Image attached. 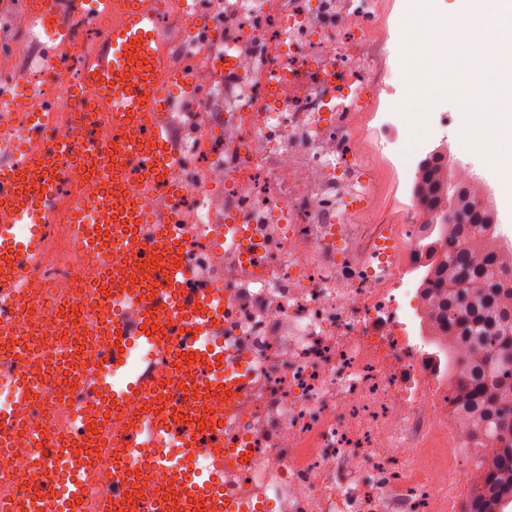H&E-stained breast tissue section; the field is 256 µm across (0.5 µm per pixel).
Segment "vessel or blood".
<instances>
[{"label":"vessel or blood","mask_w":512,"mask_h":512,"mask_svg":"<svg viewBox=\"0 0 512 512\" xmlns=\"http://www.w3.org/2000/svg\"><path fill=\"white\" fill-rule=\"evenodd\" d=\"M111 8L117 16L86 61L78 84L63 102L75 118L61 132L50 113L30 101L19 107L40 129L39 146L13 153L8 135L0 150V296L16 300V285L33 263L61 202L73 182L70 235L100 271L85 288L80 357L42 352L37 313L0 321V351L19 355L27 367L0 373V388L12 391L16 418L47 404L44 374L79 372L91 358L103 372L119 374L133 350L152 362L138 376L114 384L108 398L111 423H72L53 441L34 445L37 476L51 483L39 500L12 497L0 512H70L83 498L93 463L92 448L108 435L114 456L112 489L98 512H267L264 503L231 497L224 472L248 455L242 437L227 435L220 420L237 418L250 380L246 357L225 344V289L197 285L194 268L177 243L185 235L172 200L181 157L173 125L170 89L192 97L201 75L183 76L164 47L168 30L158 23L159 0H27L29 20L51 37L44 55L73 47L68 14ZM224 246L248 253L251 227L221 228ZM181 352L170 355L171 337ZM223 405V417L213 413Z\"/></svg>","instance_id":"b4317fda"}]
</instances>
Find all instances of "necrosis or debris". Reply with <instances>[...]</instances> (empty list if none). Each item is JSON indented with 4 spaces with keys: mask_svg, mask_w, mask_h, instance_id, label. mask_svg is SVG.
Returning <instances> with one entry per match:
<instances>
[{
    "mask_svg": "<svg viewBox=\"0 0 512 512\" xmlns=\"http://www.w3.org/2000/svg\"><path fill=\"white\" fill-rule=\"evenodd\" d=\"M229 6L233 29L207 43L205 54L223 58L232 83L245 87L228 115L237 132L219 140L211 119L212 101L228 83L199 85L187 110L193 135L177 170L184 191L176 201L189 235L183 249L193 260L199 247L212 248L219 276L200 285L227 288L230 344L251 364V389L228 430L248 438L252 457L227 471L228 489L278 512H448V494L467 472L448 437V398L436 394L423 349L403 337L413 319L400 301L426 209L414 196L399 223H361L386 202L355 173L370 148L392 180L412 187L421 155L436 150L440 134L431 132L418 152H399L409 125L394 108L406 98V74L367 6ZM111 22L108 12L86 15L77 44L48 67L33 59L40 32L26 28L15 73L0 77V120L18 119L21 98L61 100ZM245 45L255 58L247 72L239 61ZM273 69L287 85H272ZM361 110L371 112L372 132L356 123ZM216 188L230 215L253 225L260 261L216 248L208 232ZM94 277L86 254L69 242L65 214L56 213L38 265L19 283L40 303L46 337L59 324L48 297H76L79 283ZM103 387V374L86 366L74 389L21 416L26 433L0 462V498L34 484L32 440L47 432L48 416L76 417Z\"/></svg>",
    "mask_w": 512,
    "mask_h": 512,
    "instance_id": "necrosis-or-debris-1",
    "label": "necrosis or debris"
}]
</instances>
